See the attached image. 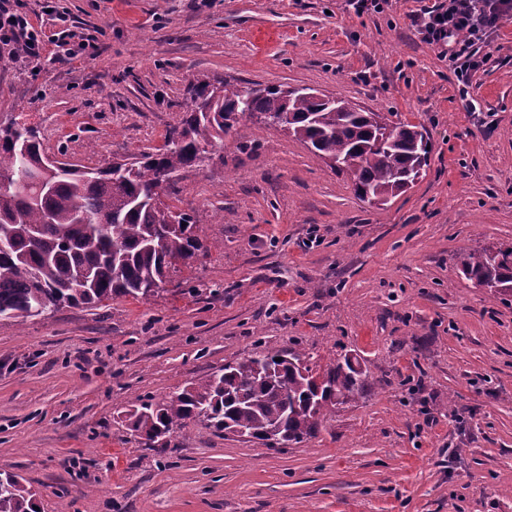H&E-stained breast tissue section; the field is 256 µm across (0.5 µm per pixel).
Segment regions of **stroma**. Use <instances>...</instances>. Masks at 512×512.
<instances>
[{
  "instance_id": "obj_1",
  "label": "stroma",
  "mask_w": 512,
  "mask_h": 512,
  "mask_svg": "<svg viewBox=\"0 0 512 512\" xmlns=\"http://www.w3.org/2000/svg\"><path fill=\"white\" fill-rule=\"evenodd\" d=\"M46 35L95 38L96 58L32 76L0 60V124L91 169L154 151L208 76L307 87L428 134L422 176L386 204L276 128L243 122L224 159L183 172L166 203L208 252L146 300L0 320V471L40 512H512V296L460 252L512 246V18L472 75L454 76L391 0H28ZM349 354L363 398L273 448L191 422L163 449L125 412L254 352Z\"/></svg>"
}]
</instances>
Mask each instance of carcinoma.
I'll return each instance as SVG.
<instances>
[{
    "label": "carcinoma",
    "instance_id": "cac0c4a2",
    "mask_svg": "<svg viewBox=\"0 0 512 512\" xmlns=\"http://www.w3.org/2000/svg\"><path fill=\"white\" fill-rule=\"evenodd\" d=\"M244 118L287 132L374 204L414 184L430 153L417 126L382 125L376 113L348 100L224 79L191 84L184 116L163 147L107 168L51 166L39 132L12 123L0 128V320L25 324L36 317L40 298L55 311L155 295L204 249L199 225L159 196L181 171L208 166L213 139L224 140ZM456 259L461 273L489 283L492 295H512V247ZM315 373L304 353L255 352L178 394L139 401L130 430L155 444L198 421L218 434L228 425L249 439L300 443L369 386L367 370L355 371L346 355L328 365L320 389ZM35 507L36 492L24 478L0 473V512Z\"/></svg>",
    "mask_w": 512,
    "mask_h": 512
}]
</instances>
